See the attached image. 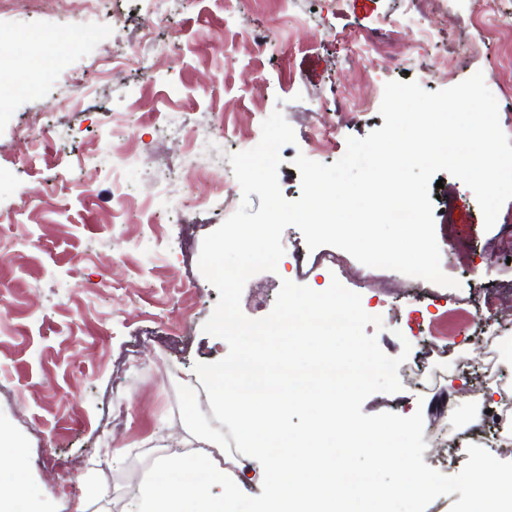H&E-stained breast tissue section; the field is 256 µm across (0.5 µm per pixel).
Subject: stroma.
Returning a JSON list of instances; mask_svg holds the SVG:
<instances>
[{"mask_svg": "<svg viewBox=\"0 0 512 512\" xmlns=\"http://www.w3.org/2000/svg\"><path fill=\"white\" fill-rule=\"evenodd\" d=\"M432 20L417 44L418 12ZM481 0H99L75 14L58 0H0V29L13 32L14 70L0 74V423L21 453L18 492L38 512H137L135 458L173 456L200 440L223 447L208 395L194 372L227 343L202 326L219 299L198 268L206 235L240 205L230 154L255 147L261 124L281 110L296 142L281 150L278 182L300 196L297 154L332 164L346 140L381 128V95L357 104L368 82L412 79L434 92L474 73L499 104L512 138V40L484 36ZM460 18L459 26L447 24ZM395 30L407 64L354 57L347 36ZM43 79L24 90L28 70ZM332 125L329 141L314 131ZM430 188L442 271L431 299L408 297L411 277L315 267L290 254L304 246L286 228L276 271L245 284L250 318L273 308L282 280L326 290L332 278L381 316L366 326L382 351L410 343L408 365L440 374L452 395L436 410L429 389L375 393L363 413L422 412L425 431L458 445L493 408L481 373L489 361L478 330L503 347L496 385L512 388V263L497 247L512 200L485 229L472 190L440 172ZM203 198L194 211L187 196ZM497 296L494 308L485 300Z\"/></svg>", "mask_w": 512, "mask_h": 512, "instance_id": "1", "label": "stroma"}]
</instances>
